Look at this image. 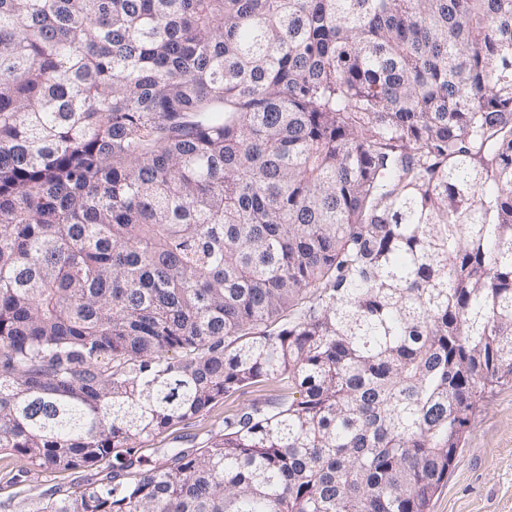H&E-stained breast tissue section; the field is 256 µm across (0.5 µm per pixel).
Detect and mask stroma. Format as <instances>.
Listing matches in <instances>:
<instances>
[{
  "label": "stroma",
  "instance_id": "1",
  "mask_svg": "<svg viewBox=\"0 0 512 512\" xmlns=\"http://www.w3.org/2000/svg\"><path fill=\"white\" fill-rule=\"evenodd\" d=\"M278 383L251 387L218 401L148 441V448H196L224 427L228 411L274 397ZM76 473H50L0 453V512H30L28 490L67 487ZM431 512H512V385L498 387L482 403L447 485Z\"/></svg>",
  "mask_w": 512,
  "mask_h": 512
}]
</instances>
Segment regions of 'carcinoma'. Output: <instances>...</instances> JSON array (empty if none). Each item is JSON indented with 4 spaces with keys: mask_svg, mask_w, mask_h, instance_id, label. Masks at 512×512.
<instances>
[{
    "mask_svg": "<svg viewBox=\"0 0 512 512\" xmlns=\"http://www.w3.org/2000/svg\"><path fill=\"white\" fill-rule=\"evenodd\" d=\"M509 382L512 0H0L31 512H430ZM280 388L279 383L271 382L261 387H251L224 398L210 406L207 410L186 421L172 426L162 434L142 443L154 459V448H199L201 442L224 428V415L232 409L240 408L253 401L274 397Z\"/></svg>",
    "mask_w": 512,
    "mask_h": 512,
    "instance_id": "1",
    "label": "carcinoma"
}]
</instances>
